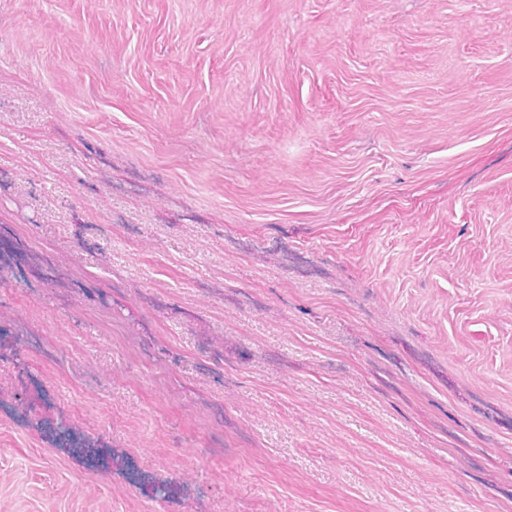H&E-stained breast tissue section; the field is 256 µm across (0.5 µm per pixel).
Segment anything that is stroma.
<instances>
[{
  "label": "stroma",
  "mask_w": 512,
  "mask_h": 512,
  "mask_svg": "<svg viewBox=\"0 0 512 512\" xmlns=\"http://www.w3.org/2000/svg\"><path fill=\"white\" fill-rule=\"evenodd\" d=\"M0 313V512H512V0H0Z\"/></svg>",
  "instance_id": "stroma-1"
}]
</instances>
